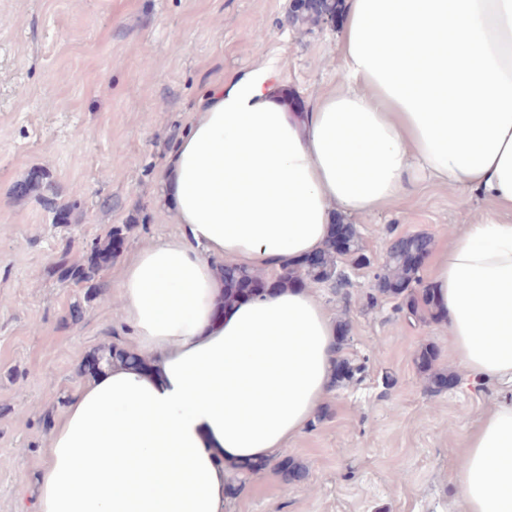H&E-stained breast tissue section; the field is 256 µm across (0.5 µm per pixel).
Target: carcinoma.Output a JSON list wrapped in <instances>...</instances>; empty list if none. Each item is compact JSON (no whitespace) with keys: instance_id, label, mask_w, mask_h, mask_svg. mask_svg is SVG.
I'll use <instances>...</instances> for the list:
<instances>
[{"instance_id":"carcinoma-1","label":"carcinoma","mask_w":512,"mask_h":512,"mask_svg":"<svg viewBox=\"0 0 512 512\" xmlns=\"http://www.w3.org/2000/svg\"><path fill=\"white\" fill-rule=\"evenodd\" d=\"M342 0H294V7L288 13L286 22L297 26L299 24L316 25L334 22L341 13ZM45 174L31 175L19 184L16 193L18 196H27L40 189L50 188L44 182ZM336 234H331L324 248L318 253V259L308 265L299 266L294 262L285 261L275 271L271 288H291L304 285L308 282H326L336 277L338 272L336 248L334 240ZM124 239L123 230L117 228L111 232L106 241H92L89 248L83 253L82 259L65 269V275L79 282L92 279L104 264L117 253L116 243ZM431 239L422 234H415L396 239L388 249V254L381 272L377 275L379 292L401 297L405 302L410 317L426 321L427 318L436 317L435 307L430 294L418 296L410 288L419 261L429 251ZM224 274V302L234 303L243 296L242 286L250 283L265 281V274L254 269H241L230 264L222 266ZM362 368L353 366L343 358L339 361L336 372L338 382H350L361 374Z\"/></svg>"}]
</instances>
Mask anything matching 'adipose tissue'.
<instances>
[{"label":"adipose tissue","mask_w":512,"mask_h":512,"mask_svg":"<svg viewBox=\"0 0 512 512\" xmlns=\"http://www.w3.org/2000/svg\"><path fill=\"white\" fill-rule=\"evenodd\" d=\"M341 83L289 111L266 76L216 85L164 167L182 232L124 264L133 363H105L54 425L34 512H224L240 465L280 455L336 380L339 329L304 288L228 304L222 261L317 253L334 214L428 178L490 207L430 262L473 383L512 384V0H345ZM464 512H512V400L459 449Z\"/></svg>","instance_id":"1"}]
</instances>
